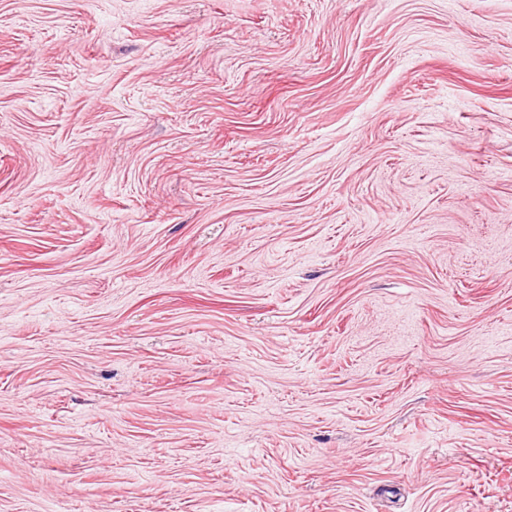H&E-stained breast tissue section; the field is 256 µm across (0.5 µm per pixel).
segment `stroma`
<instances>
[{"label": "stroma", "instance_id": "obj_1", "mask_svg": "<svg viewBox=\"0 0 512 512\" xmlns=\"http://www.w3.org/2000/svg\"><path fill=\"white\" fill-rule=\"evenodd\" d=\"M0 512H512V0H0Z\"/></svg>", "mask_w": 512, "mask_h": 512}]
</instances>
